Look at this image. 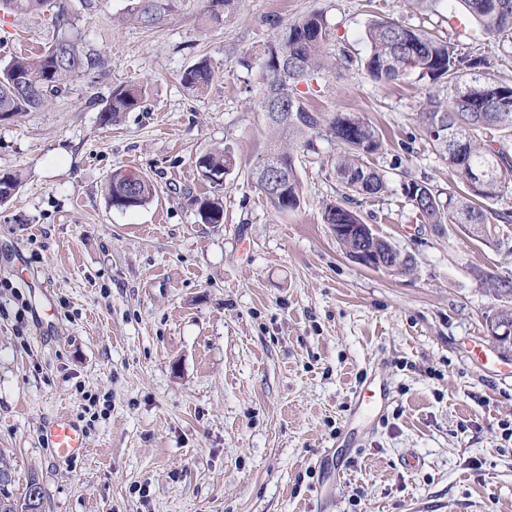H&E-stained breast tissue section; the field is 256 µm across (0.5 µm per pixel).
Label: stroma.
<instances>
[{"label":"stroma","mask_w":512,"mask_h":512,"mask_svg":"<svg viewBox=\"0 0 512 512\" xmlns=\"http://www.w3.org/2000/svg\"><path fill=\"white\" fill-rule=\"evenodd\" d=\"M129 0H99L74 30L108 61L45 109L0 122V173L23 177L0 206V282L21 289L23 326L0 320V450L14 498L30 479L42 512H512V354L485 332L493 304L478 275L512 278V223L490 244L424 223L404 178L447 188L451 175L413 135L426 91L333 69L310 108L350 112L383 137L386 189L350 206L410 255L409 271L351 262L322 220L339 202L336 142L297 154L300 205L276 212L252 181L273 137L261 108L264 49L320 11L333 52L365 54L373 16L450 39L512 85V43L485 35L446 0H235L223 24L195 7L146 30ZM55 37L49 15L0 13V63ZM207 58L200 95L181 73ZM147 87L141 107L100 121L113 86ZM229 148L221 191L196 160ZM149 177L146 207L107 204L114 169ZM220 196L224 221L196 200ZM377 371L388 406L353 418ZM64 415L88 452L58 458L40 430ZM348 457L344 476L331 461Z\"/></svg>","instance_id":"stroma-1"}]
</instances>
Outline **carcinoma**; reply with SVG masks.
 I'll return each instance as SVG.
<instances>
[{
  "label": "carcinoma",
  "mask_w": 512,
  "mask_h": 512,
  "mask_svg": "<svg viewBox=\"0 0 512 512\" xmlns=\"http://www.w3.org/2000/svg\"><path fill=\"white\" fill-rule=\"evenodd\" d=\"M474 18L484 33L503 42H512V0H457ZM186 0H130L128 16L145 29L159 28L184 7ZM200 15L211 24H222L224 13L235 0H201ZM0 12L14 15L50 14L58 31L54 41L36 54L17 56L0 66V115L13 118L24 112H36L50 102L49 91L67 87L77 78L102 75L106 71L103 56L72 32L73 10L69 0H0ZM336 39L335 29L321 12H314L279 30L265 48L263 112L274 104L270 94L288 102L294 118L287 123L271 121L268 126L276 140L259 165L278 162L288 170L284 193L266 197L276 211L299 206L301 183L294 151L313 149L312 138L324 135L343 149L336 160V177L344 188L343 199L353 195L372 197L386 188L384 175L371 165V156L383 148L377 130L354 113L328 115L309 108L298 85L318 77L325 70L329 47ZM366 54L354 61L378 84L394 83L413 76L424 84L426 103L417 112L419 136L425 140L455 177L446 189H438L424 180L402 183L403 194L419 211L426 224H456L481 243L489 241L492 222L489 216L512 223V210L495 211L490 204L512 194V85L499 83L489 74L477 73L483 65L479 57L457 53L455 44L432 33L374 17L365 26ZM215 74L202 58L183 71L182 86L193 94L207 90ZM451 90V105L441 101L440 93ZM144 85L121 82L101 108L102 123L118 121L121 113L136 109L144 101ZM200 176L218 186L233 166L231 153L222 149L198 158ZM484 172L478 188L471 184L472 174ZM22 186L19 173L0 175V205L8 202ZM155 196L152 182L121 169L112 171L107 181L106 199L110 207L136 210ZM192 203L204 224L224 223V207L219 198ZM322 219L331 224H360L362 219L340 203L324 207ZM396 262L394 269L407 270L410 258L404 257L382 238L367 241ZM496 304L491 314L512 322V280L489 288ZM12 479L4 459L0 458V512H29L32 495L42 494L40 483L31 479L20 501L11 499L7 486Z\"/></svg>",
  "instance_id": "obj_1"
}]
</instances>
